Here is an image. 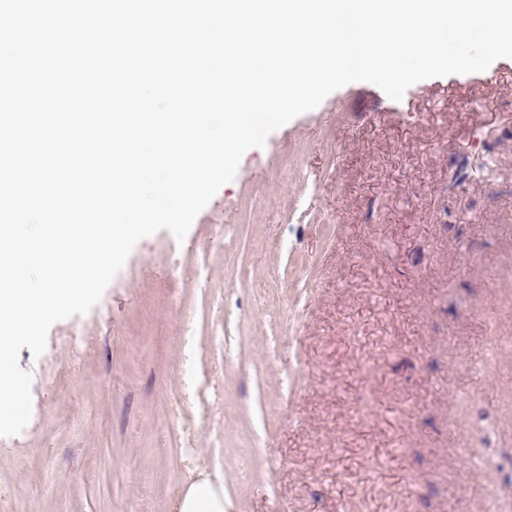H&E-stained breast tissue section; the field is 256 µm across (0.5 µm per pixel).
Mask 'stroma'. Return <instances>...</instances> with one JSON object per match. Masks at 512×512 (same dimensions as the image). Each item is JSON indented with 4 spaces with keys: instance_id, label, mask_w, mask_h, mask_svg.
Here are the masks:
<instances>
[{
    "instance_id": "obj_1",
    "label": "stroma",
    "mask_w": 512,
    "mask_h": 512,
    "mask_svg": "<svg viewBox=\"0 0 512 512\" xmlns=\"http://www.w3.org/2000/svg\"><path fill=\"white\" fill-rule=\"evenodd\" d=\"M19 365L0 512H512V59L334 91ZM194 476L180 496L177 512H224V480L213 479L205 462L195 460Z\"/></svg>"
}]
</instances>
